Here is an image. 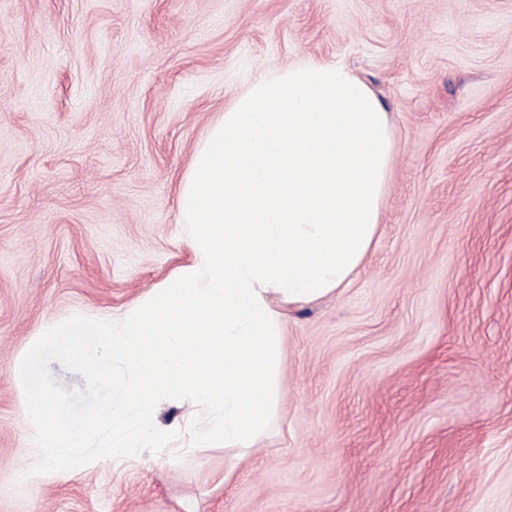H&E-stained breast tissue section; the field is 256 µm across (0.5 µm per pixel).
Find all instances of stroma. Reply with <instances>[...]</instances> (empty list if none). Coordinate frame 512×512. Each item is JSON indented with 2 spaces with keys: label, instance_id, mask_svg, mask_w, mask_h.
Instances as JSON below:
<instances>
[{
  "label": "stroma",
  "instance_id": "35a3bbf8",
  "mask_svg": "<svg viewBox=\"0 0 512 512\" xmlns=\"http://www.w3.org/2000/svg\"><path fill=\"white\" fill-rule=\"evenodd\" d=\"M306 59L395 153L358 275L285 312L267 429L30 481L35 333L192 262L194 151ZM0 512H512V0H0Z\"/></svg>",
  "mask_w": 512,
  "mask_h": 512
}]
</instances>
